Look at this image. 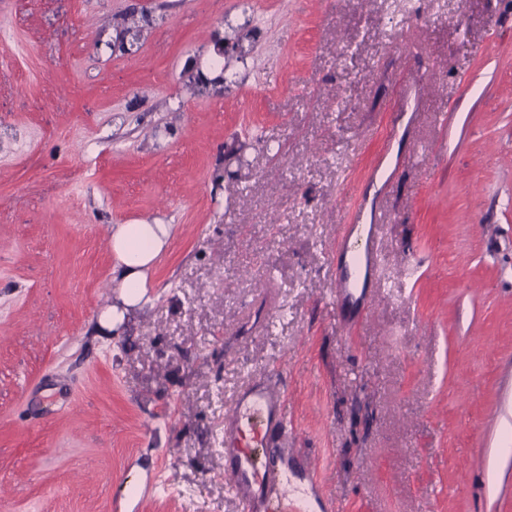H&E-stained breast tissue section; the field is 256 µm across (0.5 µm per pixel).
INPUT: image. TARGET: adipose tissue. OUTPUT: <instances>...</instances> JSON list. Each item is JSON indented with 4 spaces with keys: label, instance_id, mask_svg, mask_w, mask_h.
I'll list each match as a JSON object with an SVG mask.
<instances>
[{
    "label": "adipose tissue",
    "instance_id": "ef3b65f1",
    "mask_svg": "<svg viewBox=\"0 0 512 512\" xmlns=\"http://www.w3.org/2000/svg\"><path fill=\"white\" fill-rule=\"evenodd\" d=\"M166 224H117L112 228L116 264L112 275L121 290L122 307H110L99 318V329L124 322L127 309L145 305L148 271L168 244Z\"/></svg>",
    "mask_w": 512,
    "mask_h": 512
}]
</instances>
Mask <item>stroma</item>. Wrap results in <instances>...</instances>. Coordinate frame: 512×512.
<instances>
[{
  "instance_id": "stroma-1",
  "label": "stroma",
  "mask_w": 512,
  "mask_h": 512,
  "mask_svg": "<svg viewBox=\"0 0 512 512\" xmlns=\"http://www.w3.org/2000/svg\"><path fill=\"white\" fill-rule=\"evenodd\" d=\"M408 11L0 0V512H239L215 439L276 368L345 512H512V0ZM354 203L384 271L355 323ZM137 222L173 227L147 310L97 335Z\"/></svg>"
}]
</instances>
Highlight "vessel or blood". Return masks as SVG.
I'll return each mask as SVG.
<instances>
[{"mask_svg": "<svg viewBox=\"0 0 512 512\" xmlns=\"http://www.w3.org/2000/svg\"><path fill=\"white\" fill-rule=\"evenodd\" d=\"M379 229L362 207H350L338 240L352 254L355 273L379 276ZM288 430L286 397L278 385L258 380L236 397L218 445L240 512H307L310 496L335 506L308 458L288 447Z\"/></svg>", "mask_w": 512, "mask_h": 512, "instance_id": "1", "label": "vessel or blood"}]
</instances>
